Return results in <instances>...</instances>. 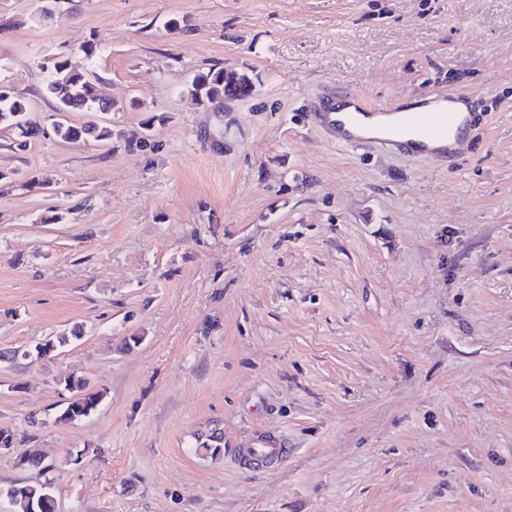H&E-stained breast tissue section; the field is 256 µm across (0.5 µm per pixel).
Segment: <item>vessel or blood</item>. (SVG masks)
Masks as SVG:
<instances>
[{
    "label": "vessel or blood",
    "mask_w": 512,
    "mask_h": 512,
    "mask_svg": "<svg viewBox=\"0 0 512 512\" xmlns=\"http://www.w3.org/2000/svg\"><path fill=\"white\" fill-rule=\"evenodd\" d=\"M432 106L418 112L402 105H376L363 97L330 86L308 105L313 128L323 131L336 146L360 150L373 145L453 163L469 148L468 132L479 126L484 113L474 111L468 93H433ZM287 448H242L240 464L250 468L275 467L287 462Z\"/></svg>",
    "instance_id": "obj_1"
}]
</instances>
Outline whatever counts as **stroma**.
Listing matches in <instances>:
<instances>
[{
  "mask_svg": "<svg viewBox=\"0 0 512 512\" xmlns=\"http://www.w3.org/2000/svg\"><path fill=\"white\" fill-rule=\"evenodd\" d=\"M58 58L111 140L55 135ZM212 69L252 94L197 104ZM0 84L40 127L0 129V350L71 337L0 362V512L30 448L55 512H512V0H0ZM327 84L486 119L453 166L346 150ZM62 385L70 396L59 416L60 421L72 422L88 417L103 398V393L93 389L90 380L85 377L69 376ZM292 453L291 448H241L238 449L239 463L244 467L267 468L283 465Z\"/></svg>",
  "mask_w": 512,
  "mask_h": 512,
  "instance_id": "stroma-1",
  "label": "stroma"
}]
</instances>
